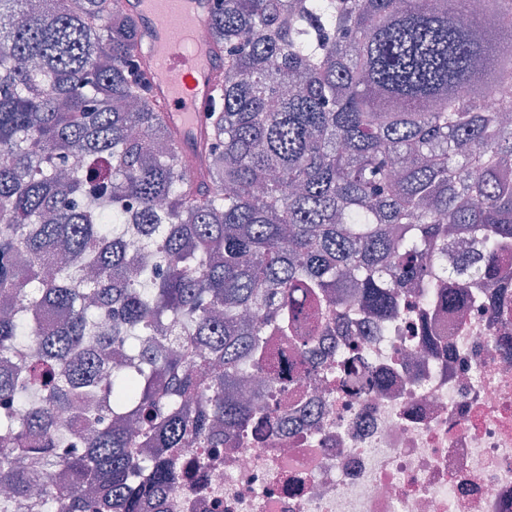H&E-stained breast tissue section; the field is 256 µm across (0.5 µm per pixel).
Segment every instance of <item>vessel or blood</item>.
Segmentation results:
<instances>
[{
  "mask_svg": "<svg viewBox=\"0 0 512 512\" xmlns=\"http://www.w3.org/2000/svg\"><path fill=\"white\" fill-rule=\"evenodd\" d=\"M138 27L140 63L151 92L177 131L185 152L205 134L204 114L219 92L223 57L198 30L207 25L212 0H118Z\"/></svg>",
  "mask_w": 512,
  "mask_h": 512,
  "instance_id": "b4317fda",
  "label": "vessel or blood"
}]
</instances>
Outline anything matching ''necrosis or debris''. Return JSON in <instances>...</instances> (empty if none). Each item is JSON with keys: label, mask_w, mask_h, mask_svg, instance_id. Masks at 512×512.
<instances>
[{"label": "necrosis or debris", "mask_w": 512, "mask_h": 512, "mask_svg": "<svg viewBox=\"0 0 512 512\" xmlns=\"http://www.w3.org/2000/svg\"><path fill=\"white\" fill-rule=\"evenodd\" d=\"M468 291L460 316L413 298L324 337L293 424L175 449L185 476L144 512H512V316ZM356 357L378 386L340 381Z\"/></svg>", "instance_id": "obj_1"}]
</instances>
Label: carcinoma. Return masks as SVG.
I'll list each match as a JSON object with an SVG mask.
<instances>
[{"label": "carcinoma", "instance_id": "cac0c4a2", "mask_svg": "<svg viewBox=\"0 0 512 512\" xmlns=\"http://www.w3.org/2000/svg\"><path fill=\"white\" fill-rule=\"evenodd\" d=\"M468 2L215 0L222 92L189 156L114 0H0V512H142L176 483L157 449L252 422L231 391L281 382L274 339L314 376L340 299L342 324L381 325L413 295L459 309L478 278L499 308L512 0L469 22ZM452 237L476 247L448 269ZM18 459L68 480L33 501Z\"/></svg>", "mask_w": 512, "mask_h": 512}]
</instances>
